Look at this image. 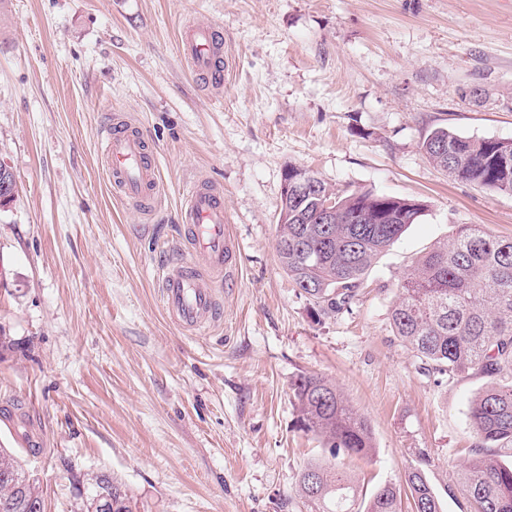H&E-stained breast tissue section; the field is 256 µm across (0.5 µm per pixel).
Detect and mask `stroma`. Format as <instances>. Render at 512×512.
Wrapping results in <instances>:
<instances>
[{"instance_id": "35a3bbf8", "label": "stroma", "mask_w": 512, "mask_h": 512, "mask_svg": "<svg viewBox=\"0 0 512 512\" xmlns=\"http://www.w3.org/2000/svg\"><path fill=\"white\" fill-rule=\"evenodd\" d=\"M219 29L221 89L198 83L183 26ZM141 126L164 200L142 215L113 190L101 132ZM512 140V0H0V441L45 512H82L75 478L105 471L134 512H306L294 495L323 449L301 431L298 376L335 382L373 432L346 463L366 492L419 454L441 512H472L456 471L481 379L424 370L395 336L404 273L459 224L512 237V194L448 177L433 129ZM339 189L425 201L351 308L322 314L275 249L288 165ZM224 192L238 247L221 322L179 331L158 288L187 183Z\"/></svg>"}]
</instances>
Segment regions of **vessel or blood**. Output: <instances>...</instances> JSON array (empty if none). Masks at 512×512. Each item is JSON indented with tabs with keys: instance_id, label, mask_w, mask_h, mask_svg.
Wrapping results in <instances>:
<instances>
[{
	"instance_id": "1",
	"label": "vessel or blood",
	"mask_w": 512,
	"mask_h": 512,
	"mask_svg": "<svg viewBox=\"0 0 512 512\" xmlns=\"http://www.w3.org/2000/svg\"><path fill=\"white\" fill-rule=\"evenodd\" d=\"M184 58L199 76H222L228 68L214 28L187 26L180 34ZM102 162L120 197L143 212L156 211L162 183L141 127L114 114L103 130ZM181 260L165 266L160 294L172 322L183 332L209 326L219 309L218 290L233 287L237 249L224 218V194L201 181L192 182L179 210Z\"/></svg>"
}]
</instances>
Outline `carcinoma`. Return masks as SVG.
I'll list each match as a JSON object with an SVG mask.
<instances>
[{"label":"carcinoma","instance_id":"1","mask_svg":"<svg viewBox=\"0 0 512 512\" xmlns=\"http://www.w3.org/2000/svg\"><path fill=\"white\" fill-rule=\"evenodd\" d=\"M421 148L448 176L512 194V153L493 138H467L440 127ZM275 242L281 265L323 313L338 312L358 296L373 261L416 223L418 200L369 190L338 191L310 170L284 173ZM335 200L336 219L321 224L324 201ZM397 336L425 366L448 379H485L469 407L473 457L456 474L473 512H512V238L488 234L479 224H459L448 240L422 255L403 277L390 309ZM298 427L317 437L323 457L300 473L296 495L310 512H401V487L385 483L364 497L341 470L347 460L375 452L367 418L330 379L299 376L292 387ZM426 454L405 474L412 512H440L425 476ZM15 474L28 495L42 494L16 455L0 448V512H27ZM83 506L103 491H119L117 512H132L131 496L113 475H83Z\"/></svg>","mask_w":512,"mask_h":512}]
</instances>
